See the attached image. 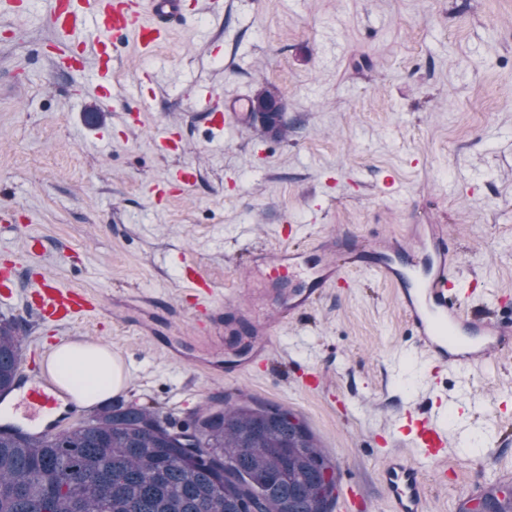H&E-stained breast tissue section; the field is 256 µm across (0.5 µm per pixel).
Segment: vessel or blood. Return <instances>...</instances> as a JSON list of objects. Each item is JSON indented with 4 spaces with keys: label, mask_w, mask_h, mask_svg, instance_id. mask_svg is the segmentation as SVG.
I'll return each instance as SVG.
<instances>
[{
    "label": "vessel or blood",
    "mask_w": 512,
    "mask_h": 512,
    "mask_svg": "<svg viewBox=\"0 0 512 512\" xmlns=\"http://www.w3.org/2000/svg\"><path fill=\"white\" fill-rule=\"evenodd\" d=\"M54 32L69 47L67 66L78 73H92L100 87V103L112 96V63L120 44L133 40L145 54L164 44L175 24L185 17L183 0H47ZM95 44H87L88 33ZM205 115L213 135L227 125L226 111L218 110L207 88H199L192 102ZM410 244L366 238L352 248L318 244L313 251L285 248L266 260L267 279L281 288V299L271 315L249 320L234 315L223 304L212 302L213 284L196 263L182 267V278L195 302V331L203 337H222L249 323L259 340L249 357L225 366L228 376L250 375L264 369L269 360V338L277 327L306 315L328 289L349 287V272L365 268L392 288L408 324L413 347L436 368H477L492 364L512 347V313L478 309L469 302L464 282L453 275L455 254L440 224H414ZM31 316L44 323L65 324L95 309L92 294L59 287L37 274L26 299ZM0 403L21 412L26 422L37 424L39 433L51 430V418L59 402L35 356L23 358L18 381ZM408 435L425 458L440 461L448 454V434L432 408L416 406L408 415ZM382 483L395 512H425L426 489L422 468L400 455H391L382 469Z\"/></svg>",
    "instance_id": "vessel-or-blood-1"
}]
</instances>
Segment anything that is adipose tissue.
Instances as JSON below:
<instances>
[{
  "instance_id": "adipose-tissue-1",
  "label": "adipose tissue",
  "mask_w": 512,
  "mask_h": 512,
  "mask_svg": "<svg viewBox=\"0 0 512 512\" xmlns=\"http://www.w3.org/2000/svg\"><path fill=\"white\" fill-rule=\"evenodd\" d=\"M50 372L73 401L84 405L105 399L125 380L122 366L107 349L79 342L54 349Z\"/></svg>"
}]
</instances>
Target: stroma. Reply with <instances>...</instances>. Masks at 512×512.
I'll return each mask as SVG.
<instances>
[{
	"label": "stroma",
	"instance_id": "35a3bbf8",
	"mask_svg": "<svg viewBox=\"0 0 512 512\" xmlns=\"http://www.w3.org/2000/svg\"><path fill=\"white\" fill-rule=\"evenodd\" d=\"M185 3L153 56L121 49L100 125L93 78L48 58L46 0L0 15V262L23 256L0 314L24 325L22 349L58 332L105 347L127 375L112 402L158 408L175 425L228 395L289 409L368 512H390L381 467L394 453L423 465L427 512H466L512 487V348L497 364L444 372L447 386L463 376L470 391L443 406L452 452L431 463L391 440L397 416L434 396L431 364L377 277L353 271V287L330 289L280 328L264 373L217 380L204 366L244 357L248 344L198 341L181 280L183 261L199 263L232 310L262 302L250 257L286 247L282 225L352 246L443 224L476 305L512 310V0ZM261 80L282 96L287 137L263 135L240 112L212 139L191 83L209 84L221 109ZM162 129L183 153L156 151ZM184 165L197 167L195 183L155 194ZM32 236L43 247L28 255ZM43 270L95 294L97 311L59 331L35 322L24 298ZM138 292L163 302L150 319L124 305ZM300 369L320 373L322 387L302 388Z\"/></svg>",
	"mask_w": 512,
	"mask_h": 512
}]
</instances>
